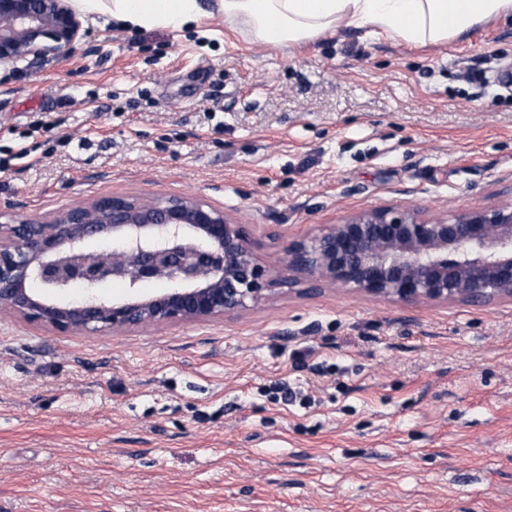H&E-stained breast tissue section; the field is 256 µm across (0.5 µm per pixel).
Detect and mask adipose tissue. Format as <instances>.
I'll list each match as a JSON object with an SVG mask.
<instances>
[{
	"instance_id": "ef3b65f1",
	"label": "adipose tissue",
	"mask_w": 512,
	"mask_h": 512,
	"mask_svg": "<svg viewBox=\"0 0 512 512\" xmlns=\"http://www.w3.org/2000/svg\"><path fill=\"white\" fill-rule=\"evenodd\" d=\"M114 21L180 29L203 14L199 0H110ZM225 21L251 27L263 43L301 44L337 27H373L408 44L459 39L474 26L512 15V0H216Z\"/></svg>"
}]
</instances>
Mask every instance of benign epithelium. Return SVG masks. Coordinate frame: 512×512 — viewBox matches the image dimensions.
I'll list each match as a JSON object with an SVG mask.
<instances>
[{
  "mask_svg": "<svg viewBox=\"0 0 512 512\" xmlns=\"http://www.w3.org/2000/svg\"><path fill=\"white\" fill-rule=\"evenodd\" d=\"M83 35L71 0H0V66L64 59ZM283 252L280 266L268 265L252 225L191 194L112 195L49 218L0 212V311L62 333L119 334L325 288L406 305L512 300V199L438 217L367 209L315 225ZM109 281L125 283L128 297L101 296ZM148 281L167 288L138 295ZM75 285L81 299L57 301Z\"/></svg>",
  "mask_w": 512,
  "mask_h": 512,
  "instance_id": "benign-epithelium-1",
  "label": "benign epithelium"
}]
</instances>
